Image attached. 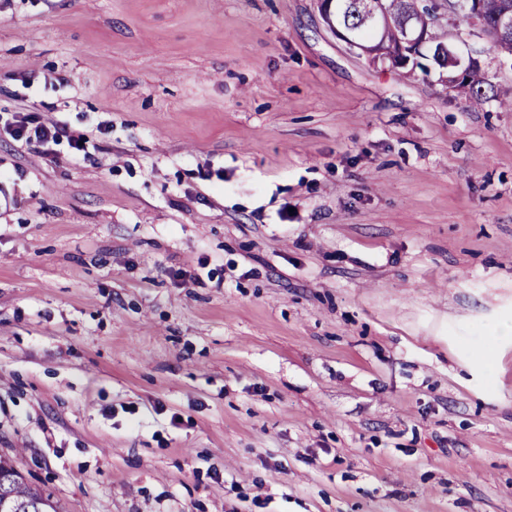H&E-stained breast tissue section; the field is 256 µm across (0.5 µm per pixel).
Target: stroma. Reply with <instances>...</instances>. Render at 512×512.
I'll list each match as a JSON object with an SVG mask.
<instances>
[{
    "instance_id": "1",
    "label": "stroma",
    "mask_w": 512,
    "mask_h": 512,
    "mask_svg": "<svg viewBox=\"0 0 512 512\" xmlns=\"http://www.w3.org/2000/svg\"><path fill=\"white\" fill-rule=\"evenodd\" d=\"M318 0H0V456L63 512H512V56ZM331 0H320L322 17L330 28L336 31L337 37L343 40L351 49L367 55L373 63L390 62L392 65L406 66L405 53L420 49L425 40L423 30L405 28L403 35L396 46L387 45L382 33L389 24V16L385 11L382 0H371L369 3L368 23L364 2L367 0H334V13L341 28L356 35L362 41H370L372 30L377 33V41L371 48H367L358 38L343 31L332 18ZM326 3L325 7L322 4ZM372 29V30H371ZM456 87L471 104L477 106L497 96L494 86L489 83L487 73L481 68L466 71ZM5 133L17 141L30 144L36 148H43L66 139L74 155L80 156L84 152L85 138L75 135L66 124L54 119H42L37 115L25 113L22 109L15 111L11 121L4 123Z\"/></svg>"
}]
</instances>
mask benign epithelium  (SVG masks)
<instances>
[{
  "mask_svg": "<svg viewBox=\"0 0 512 512\" xmlns=\"http://www.w3.org/2000/svg\"><path fill=\"white\" fill-rule=\"evenodd\" d=\"M324 4L322 17L330 28L336 31L337 37L343 40L350 48L367 55L374 63H386L405 66V53L419 49L425 42V34L421 30L406 28L396 46L385 43L382 33L389 24V16L385 11L383 0H370L368 23L371 29L377 33V41L371 48L366 47L358 38L343 31L332 18L330 0H320ZM430 17L434 21L448 19V23L459 27V22L466 23L469 32L473 35L477 32H485L488 25L484 17L482 0H428ZM467 41L463 32H448V41L432 48L436 55L447 58L448 66L455 71H465L476 65L477 60L465 53Z\"/></svg>",
  "mask_w": 512,
  "mask_h": 512,
  "instance_id": "1",
  "label": "benign epithelium"
}]
</instances>
